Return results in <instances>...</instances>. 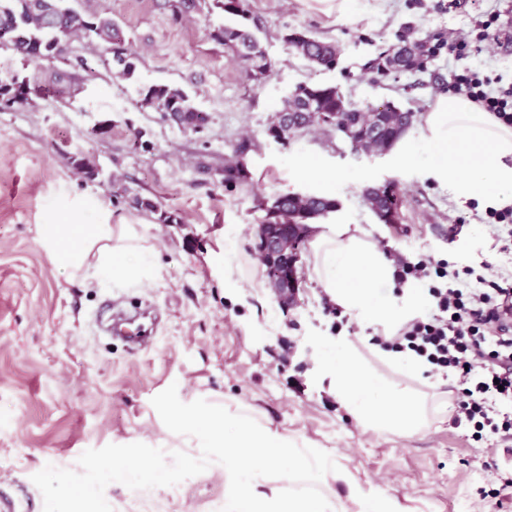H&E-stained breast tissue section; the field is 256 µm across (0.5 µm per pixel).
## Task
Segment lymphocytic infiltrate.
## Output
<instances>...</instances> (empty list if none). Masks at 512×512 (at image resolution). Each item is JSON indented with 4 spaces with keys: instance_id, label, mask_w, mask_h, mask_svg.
I'll return each instance as SVG.
<instances>
[{
    "instance_id": "f902f5d3",
    "label": "lymphocytic infiltrate",
    "mask_w": 512,
    "mask_h": 512,
    "mask_svg": "<svg viewBox=\"0 0 512 512\" xmlns=\"http://www.w3.org/2000/svg\"><path fill=\"white\" fill-rule=\"evenodd\" d=\"M448 89L478 103L512 127V86L494 87L483 72L450 70ZM428 282L431 312L416 318L392 337H375V344L399 352L411 351L433 370L456 373L463 385L457 411L478 429L490 433L512 430V414L501 402L512 399V289L497 282L470 287L447 261L405 262L394 271V283L409 279Z\"/></svg>"
}]
</instances>
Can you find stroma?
Returning a JSON list of instances; mask_svg holds the SVG:
<instances>
[{
    "instance_id": "obj_1",
    "label": "stroma",
    "mask_w": 512,
    "mask_h": 512,
    "mask_svg": "<svg viewBox=\"0 0 512 512\" xmlns=\"http://www.w3.org/2000/svg\"><path fill=\"white\" fill-rule=\"evenodd\" d=\"M111 18L136 54L127 79L115 73L97 37L71 41L62 58L24 62L0 47V76L39 90L30 104L0 106V493L24 488L31 512H222V462L193 460L163 402L179 394L207 403H242L280 430L305 437L347 465L364 485L422 512H512V439H476L454 411L415 436L360 426L321 390L316 363L328 339L350 336L370 350L374 328L327 314L309 280L297 307L284 310L254 256L261 198L309 191L336 198L332 224H357L389 257L429 256L485 277H512V224L489 226L486 203L457 197L433 168L424 119L448 91L453 62L391 72L371 67L395 47L434 35L474 38L498 13L512 30V0H249L251 32L273 69L252 81L211 24L235 16L197 0L174 19L177 0H69ZM301 28L336 43L334 68L311 66L282 36ZM466 66L512 82V39L471 53ZM338 87L357 104L392 101L415 112L404 143L357 158L322 134L284 147L266 126L297 84ZM183 89L207 121L183 129L162 112L141 110L137 89ZM85 155L99 175L76 173ZM247 177L224 187V163ZM119 181L151 199L174 224L112 194ZM394 182L400 221L381 223L365 186ZM140 224L163 270L158 281L116 288L110 275L88 285L53 264L39 244L43 224ZM141 442L162 446L184 469L170 484L144 487L96 462Z\"/></svg>"
}]
</instances>
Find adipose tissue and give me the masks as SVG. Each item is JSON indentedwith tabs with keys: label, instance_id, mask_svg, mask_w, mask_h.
<instances>
[{
	"label": "adipose tissue",
	"instance_id": "adipose-tissue-1",
	"mask_svg": "<svg viewBox=\"0 0 512 512\" xmlns=\"http://www.w3.org/2000/svg\"><path fill=\"white\" fill-rule=\"evenodd\" d=\"M423 136L433 164L447 173L456 194H494L512 204V127L467 98L439 96L425 118ZM40 243L48 257L85 282L110 273L114 287L158 280L162 269L136 224H54ZM309 273L338 308L360 324L392 335L424 302L418 289L394 295L393 262L356 224H331L310 241ZM427 365L413 352L375 349L365 355L354 340L337 337L318 365L320 384L361 426L378 433L421 434L448 403L436 384L418 388ZM181 445L197 458H224V512H413L396 498L362 485L344 464L256 415L249 407L198 405L181 397L167 404ZM139 480L172 482L176 464L163 455L144 461L138 449L102 462ZM345 487L339 497L337 487Z\"/></svg>",
	"mask_w": 512,
	"mask_h": 512
}]
</instances>
